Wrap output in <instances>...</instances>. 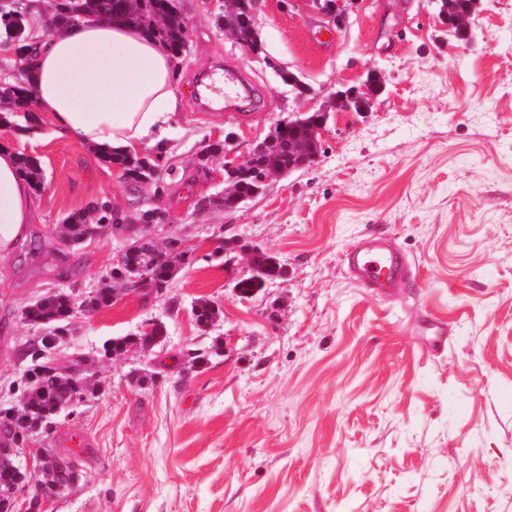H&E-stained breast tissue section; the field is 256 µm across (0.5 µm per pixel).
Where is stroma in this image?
<instances>
[{
	"mask_svg": "<svg viewBox=\"0 0 512 512\" xmlns=\"http://www.w3.org/2000/svg\"><path fill=\"white\" fill-rule=\"evenodd\" d=\"M179 3L190 40L160 178L126 180L47 113L0 127L42 167L29 232L45 246L0 263V409L19 406L22 348L39 334L21 308L51 288L84 299L123 244L107 230L64 248L66 214L108 200L134 231L159 207L191 249L162 293L73 317L54 357L90 394L20 459L77 451L84 472L43 512H512V0H481L466 40L432 0H355L340 22L309 0H262L258 55L217 26L224 0ZM229 66L251 83L236 112L200 91ZM372 73L373 111L327 112L317 161L225 215L224 160L199 159L208 144L233 133L245 156ZM370 233L408 255L416 287L355 286L342 256ZM255 245L283 272L243 298L234 280ZM202 299L219 309L207 327L192 312ZM156 320L164 343L104 356L108 338ZM428 320L447 324L444 348L421 336ZM191 349L208 363L190 365Z\"/></svg>",
	"mask_w": 512,
	"mask_h": 512,
	"instance_id": "1",
	"label": "stroma"
}]
</instances>
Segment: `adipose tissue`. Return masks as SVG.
<instances>
[{"mask_svg": "<svg viewBox=\"0 0 512 512\" xmlns=\"http://www.w3.org/2000/svg\"><path fill=\"white\" fill-rule=\"evenodd\" d=\"M31 42L36 57L23 80L58 134L101 152L165 149L176 119L174 59L165 42L103 17L49 35L34 31ZM32 212L18 155L0 145V260L24 239Z\"/></svg>", "mask_w": 512, "mask_h": 512, "instance_id": "adipose-tissue-1", "label": "adipose tissue"}]
</instances>
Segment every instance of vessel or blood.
Returning <instances> with one entry per match:
<instances>
[{"mask_svg": "<svg viewBox=\"0 0 512 512\" xmlns=\"http://www.w3.org/2000/svg\"><path fill=\"white\" fill-rule=\"evenodd\" d=\"M344 263L358 285L371 293L396 284L408 288L415 284L407 255L374 234L350 246Z\"/></svg>", "mask_w": 512, "mask_h": 512, "instance_id": "obj_1", "label": "vessel or blood"}]
</instances>
